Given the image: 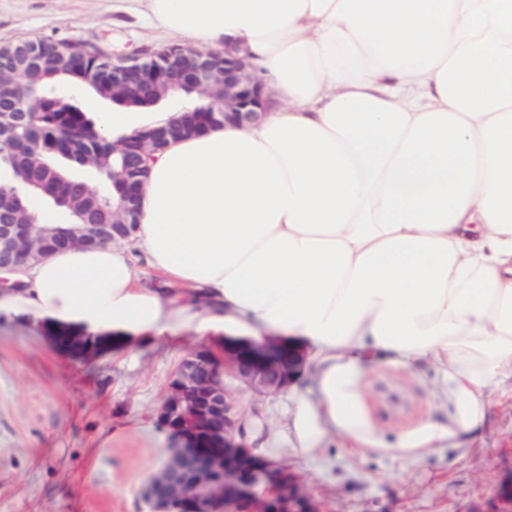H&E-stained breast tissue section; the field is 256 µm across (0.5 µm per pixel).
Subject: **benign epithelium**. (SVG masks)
<instances>
[{"mask_svg":"<svg viewBox=\"0 0 512 512\" xmlns=\"http://www.w3.org/2000/svg\"><path fill=\"white\" fill-rule=\"evenodd\" d=\"M103 67L112 82V94L124 98H156L162 91L174 96L190 94L194 111L216 126H244L267 111L273 91L258 74L250 54L226 46L214 51H138L111 57ZM27 69L32 86L43 80L42 67L29 47L17 46L4 64ZM216 85L219 98L210 96ZM45 95L27 98L29 111L1 112L0 136L24 121H33ZM94 128L75 124L59 128L54 137L67 140L90 136ZM185 136L179 121L164 131L130 140L108 143L124 157L112 171V181L125 187V195L112 207V221L84 214L63 234L50 237L37 224L36 214L19 210L0 216V272L14 271L59 250L92 246L131 237L148 162L160 145ZM49 338L62 352L89 357L105 351L102 342L66 330L50 329ZM304 355L285 340L258 345L247 339L224 337V347L198 349L187 355L174 371L159 418L180 443L169 449L167 465L143 488L144 499L154 512H323L306 491L300 477L284 464H273L251 454L238 439L240 415L232 393L224 383L228 375L258 393H276L299 378Z\"/></svg>","mask_w":512,"mask_h":512,"instance_id":"7a95c632","label":"benign epithelium"}]
</instances>
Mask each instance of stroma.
<instances>
[{"mask_svg":"<svg viewBox=\"0 0 512 512\" xmlns=\"http://www.w3.org/2000/svg\"><path fill=\"white\" fill-rule=\"evenodd\" d=\"M89 41L111 51L173 44L143 17L106 0H0V45L25 38ZM186 331L163 342H132L75 359L43 327L0 314V512H150L141 488L164 460L167 431L157 410L182 358L207 345ZM225 384L242 417L262 409L280 422L286 393L258 395ZM366 390L375 423L393 434L437 409L433 372L378 364ZM124 427L113 437L116 427ZM270 459L288 465L329 512H492L512 477V379L501 381L480 438L421 460L348 449L300 459L279 444Z\"/></svg>","mask_w":512,"mask_h":512,"instance_id":"1","label":"stroma"}]
</instances>
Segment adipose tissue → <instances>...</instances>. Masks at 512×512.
I'll return each mask as SVG.
<instances>
[{
  "label": "adipose tissue",
  "mask_w": 512,
  "mask_h": 512,
  "mask_svg": "<svg viewBox=\"0 0 512 512\" xmlns=\"http://www.w3.org/2000/svg\"><path fill=\"white\" fill-rule=\"evenodd\" d=\"M175 38L248 49L277 104L149 162L130 242L9 273L0 313L114 343L199 335L301 348L286 423L257 456L335 443L421 459L475 438L512 377V0H112ZM169 112H111L109 135ZM160 274L171 294L142 282ZM434 370L444 416L393 436L379 363Z\"/></svg>",
  "instance_id": "ef3b65f1"
}]
</instances>
